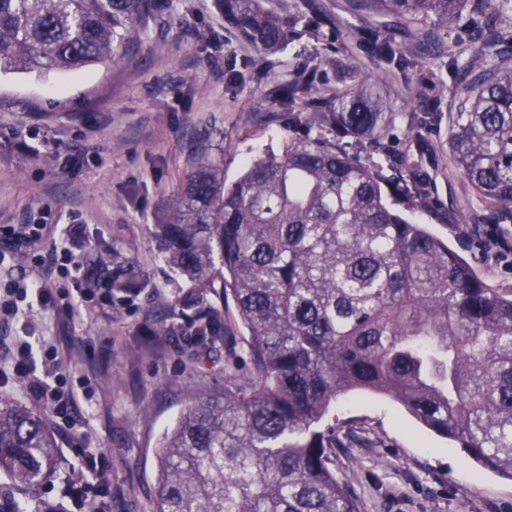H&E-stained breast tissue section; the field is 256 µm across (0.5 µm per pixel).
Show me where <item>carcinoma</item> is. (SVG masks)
I'll return each instance as SVG.
<instances>
[{"label": "carcinoma", "instance_id": "cac0c4a2", "mask_svg": "<svg viewBox=\"0 0 512 512\" xmlns=\"http://www.w3.org/2000/svg\"><path fill=\"white\" fill-rule=\"evenodd\" d=\"M224 21L261 54L311 23L261 0H218ZM381 19L450 23L469 17L468 81L448 113V150L476 207L509 236L512 223V0H355ZM155 0H0V73L73 71L121 59L141 40ZM398 68L416 49L380 32ZM496 63L488 65V60ZM328 109H294L304 132L253 160L234 182L197 139L155 242L189 285L180 322L198 356L224 344V388L195 399L162 435L155 512H360L333 472L344 447L329 422L356 392L391 398L483 469L512 478V289L487 286L470 264L409 218L434 206L419 158L432 150L429 108L411 123L415 156L388 134L397 113L355 76ZM369 143L398 174L364 160ZM470 210L450 224L479 225ZM112 299L149 287L133 263L103 248L94 260ZM231 297L248 332L245 367L232 351ZM47 414L0 397V473L34 488L56 466Z\"/></svg>", "mask_w": 512, "mask_h": 512}]
</instances>
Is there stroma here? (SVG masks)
I'll list each match as a JSON object with an SVG mask.
<instances>
[{"mask_svg": "<svg viewBox=\"0 0 512 512\" xmlns=\"http://www.w3.org/2000/svg\"><path fill=\"white\" fill-rule=\"evenodd\" d=\"M349 0H263L267 9L309 16L316 33H302L278 53L258 52L229 30L216 0H158L140 43L123 59L65 74L18 72L0 77V238L21 221L58 225L73 258L90 266L97 247L113 248L147 277L149 288L131 302H113L90 281L74 283L58 269L49 301L34 309L30 332L72 362L66 388L79 395L70 419H54L57 466L39 487L22 488L0 476V501L47 512L67 496L82 453H105L112 512H153L157 443L192 397L224 387V352L190 361L182 332L161 336L175 321L185 283L158 254L154 230L187 170L189 144L212 134L224 157V176L236 180L249 159L280 153L288 140L283 95L289 83L310 85L331 104L358 63L365 78L399 111L389 138L394 151L420 104L406 101L407 82L436 73L443 93L427 99L447 114L467 55L449 60L447 48L466 23L434 26L440 53L419 54L405 70L380 58L379 18L354 14ZM434 146L422 168L434 209L417 222L448 243L489 287L512 289V252L488 250L469 225L451 224L448 210L467 207L471 190L448 152V123L433 126ZM72 164L60 170L55 151ZM79 299L73 318L59 315ZM336 422L357 436L337 456L336 475L360 512H512V478L481 470L449 441L428 431L392 400L367 393L342 397Z\"/></svg>", "mask_w": 512, "mask_h": 512, "instance_id": "obj_1", "label": "stroma"}]
</instances>
